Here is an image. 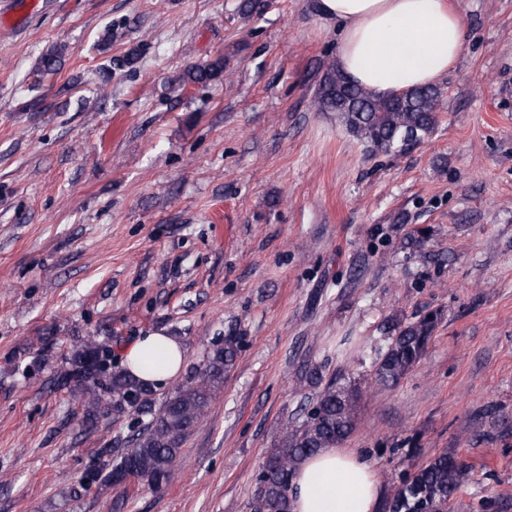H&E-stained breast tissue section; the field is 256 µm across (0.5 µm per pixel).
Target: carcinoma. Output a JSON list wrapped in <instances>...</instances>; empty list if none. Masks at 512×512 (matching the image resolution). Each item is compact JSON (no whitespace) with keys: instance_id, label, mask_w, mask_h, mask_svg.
Segmentation results:
<instances>
[{"instance_id":"cac0c4a2","label":"carcinoma","mask_w":512,"mask_h":512,"mask_svg":"<svg viewBox=\"0 0 512 512\" xmlns=\"http://www.w3.org/2000/svg\"><path fill=\"white\" fill-rule=\"evenodd\" d=\"M63 50L50 48L41 56L40 76L59 71ZM224 74V59L192 66L182 76L180 86L206 84ZM441 91L433 87L405 90L381 96L352 84L329 67L319 86L314 105L319 112H334L346 130L367 149L389 154L403 151L430 134L438 122ZM440 315L430 312L406 322L390 337L387 350L376 365L378 382L398 383L425 354ZM239 338L224 337V345L213 349L193 380L178 388L163 404L133 448L108 473L95 470L86 483L98 480L120 485L126 479H141L154 488L170 483L184 439L208 412L214 392L224 381V372L235 361ZM109 350L90 337L72 356L73 390L84 400L87 415L94 416L104 401L120 414L138 401L148 404L150 386L135 376L110 374L102 368ZM361 392L349 382L338 386L329 382L317 395L303 423L284 433L270 449L257 475L255 512H292L289 489L299 467L323 448L341 444L353 431ZM468 471L444 451L426 464L406 474L394 485L386 501L388 512H448V503L465 482Z\"/></svg>"}]
</instances>
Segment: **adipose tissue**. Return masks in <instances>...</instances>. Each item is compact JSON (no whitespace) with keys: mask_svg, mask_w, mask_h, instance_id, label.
Wrapping results in <instances>:
<instances>
[{"mask_svg":"<svg viewBox=\"0 0 512 512\" xmlns=\"http://www.w3.org/2000/svg\"><path fill=\"white\" fill-rule=\"evenodd\" d=\"M340 25L336 66L350 82L380 95L437 85L466 42L463 18L448 0H320ZM184 351L162 333L137 337L120 354L136 378L160 386L181 370ZM382 490L358 454L326 448L297 471L292 512H377Z\"/></svg>","mask_w":512,"mask_h":512,"instance_id":"1","label":"adipose tissue"}]
</instances>
